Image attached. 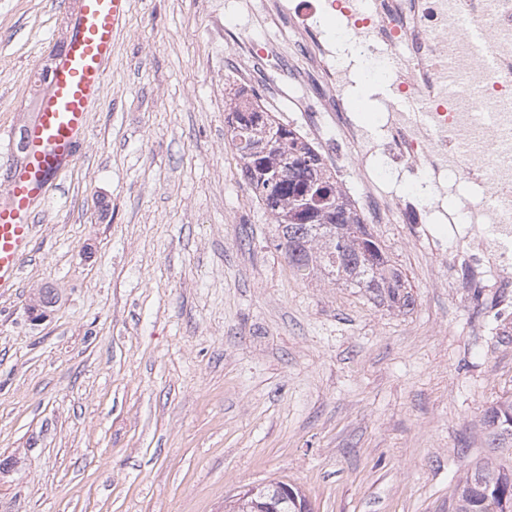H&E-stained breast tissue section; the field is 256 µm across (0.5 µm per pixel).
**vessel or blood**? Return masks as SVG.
Masks as SVG:
<instances>
[{
	"instance_id": "obj_1",
	"label": "vessel or blood",
	"mask_w": 512,
	"mask_h": 512,
	"mask_svg": "<svg viewBox=\"0 0 512 512\" xmlns=\"http://www.w3.org/2000/svg\"><path fill=\"white\" fill-rule=\"evenodd\" d=\"M129 0H72L69 35L45 75L46 89L24 127L22 161L0 177V289L16 287L49 185L74 159L100 99L112 43Z\"/></svg>"
}]
</instances>
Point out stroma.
I'll use <instances>...</instances> for the list:
<instances>
[{
    "instance_id": "stroma-1",
    "label": "stroma",
    "mask_w": 512,
    "mask_h": 512,
    "mask_svg": "<svg viewBox=\"0 0 512 512\" xmlns=\"http://www.w3.org/2000/svg\"><path fill=\"white\" fill-rule=\"evenodd\" d=\"M102 101L0 293V512H224L262 482L313 512H452L512 395V290L452 288L440 233L369 230L413 304L299 279L227 135L237 89L291 128L285 78L251 77L245 0H130ZM68 0H0V165L68 35ZM352 116L389 83L350 44ZM59 302L35 323L36 289Z\"/></svg>"
}]
</instances>
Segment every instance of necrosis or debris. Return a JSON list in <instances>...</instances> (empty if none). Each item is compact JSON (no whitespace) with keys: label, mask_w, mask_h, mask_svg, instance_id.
Wrapping results in <instances>:
<instances>
[{"label":"necrosis or debris","mask_w":512,"mask_h":512,"mask_svg":"<svg viewBox=\"0 0 512 512\" xmlns=\"http://www.w3.org/2000/svg\"><path fill=\"white\" fill-rule=\"evenodd\" d=\"M277 38L241 33L262 72L288 67L305 135L365 224L448 223V258L463 281L512 287V0H256ZM348 21L364 74L389 77L412 108L386 105L383 144L366 147L345 93L348 69L309 28L316 13ZM408 186L383 191L376 173Z\"/></svg>","instance_id":"necrosis-or-debris-1"}]
</instances>
